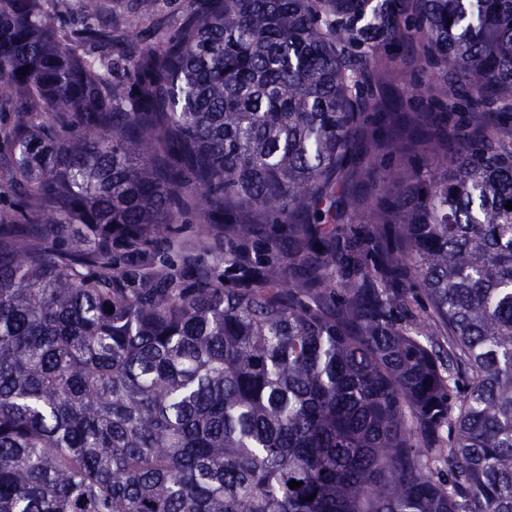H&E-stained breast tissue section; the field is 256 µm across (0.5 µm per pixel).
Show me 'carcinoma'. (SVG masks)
I'll list each match as a JSON object with an SVG mask.
<instances>
[{
    "mask_svg": "<svg viewBox=\"0 0 512 512\" xmlns=\"http://www.w3.org/2000/svg\"><path fill=\"white\" fill-rule=\"evenodd\" d=\"M79 2L0 0V512H512V133L430 116L337 229L368 54L512 109V0ZM190 0H159L155 17L144 22V26L159 25L166 34L173 32L190 7Z\"/></svg>",
    "mask_w": 512,
    "mask_h": 512,
    "instance_id": "cac0c4a2",
    "label": "carcinoma"
}]
</instances>
